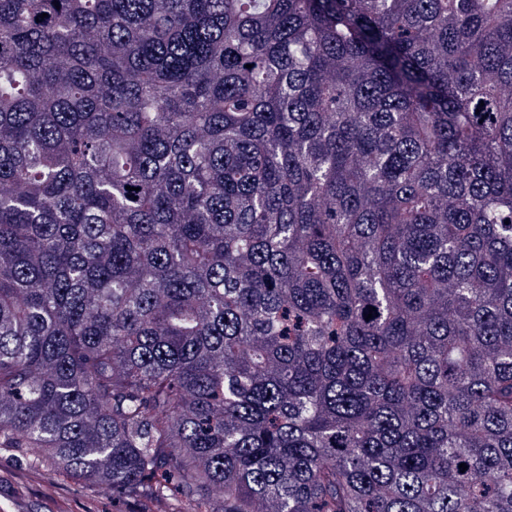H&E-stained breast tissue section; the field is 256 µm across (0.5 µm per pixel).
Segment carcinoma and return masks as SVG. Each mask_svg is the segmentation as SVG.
Returning <instances> with one entry per match:
<instances>
[{
  "label": "carcinoma",
  "instance_id": "obj_1",
  "mask_svg": "<svg viewBox=\"0 0 512 512\" xmlns=\"http://www.w3.org/2000/svg\"><path fill=\"white\" fill-rule=\"evenodd\" d=\"M0 448L512 512V0H0Z\"/></svg>",
  "mask_w": 512,
  "mask_h": 512
}]
</instances>
